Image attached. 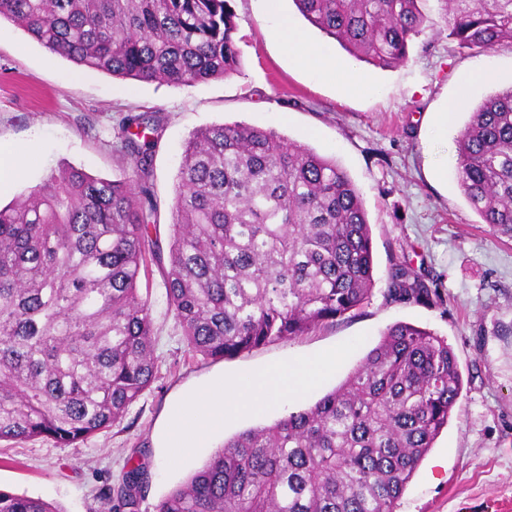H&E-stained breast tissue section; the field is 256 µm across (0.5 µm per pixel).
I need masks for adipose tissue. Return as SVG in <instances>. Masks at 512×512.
Instances as JSON below:
<instances>
[{
  "instance_id": "obj_1",
  "label": "adipose tissue",
  "mask_w": 512,
  "mask_h": 512,
  "mask_svg": "<svg viewBox=\"0 0 512 512\" xmlns=\"http://www.w3.org/2000/svg\"><path fill=\"white\" fill-rule=\"evenodd\" d=\"M267 3L269 10L277 14L269 36L298 67L337 82L348 90H366V83L345 63L337 60L325 46L308 40L290 24L287 16L277 13V0H267ZM335 367L336 356L328 353L306 363L290 378L286 377L284 368L274 367L233 386L220 379L209 382L173 408L163 433L164 445L179 458L207 447L212 436L223 432L226 417L260 411L268 407L270 401L300 394Z\"/></svg>"
}]
</instances>
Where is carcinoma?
I'll return each mask as SVG.
<instances>
[{"label": "carcinoma", "instance_id": "obj_1", "mask_svg": "<svg viewBox=\"0 0 512 512\" xmlns=\"http://www.w3.org/2000/svg\"><path fill=\"white\" fill-rule=\"evenodd\" d=\"M422 0H294L359 61H406L431 23ZM462 48L512 43V0H441ZM52 53L114 77L187 85L240 71L233 0H0V19ZM157 125L128 115L133 176L51 173L0 207V441L68 447L121 423L155 381L141 273L167 262L169 311L188 349L235 357L304 336L369 301L374 263L362 198L336 163L273 129H196L177 173L168 254L150 237ZM458 183L490 231L512 238V87L457 139ZM388 297L442 298L392 261ZM447 340L398 322L312 406L224 442L155 512H393L461 394ZM144 470L111 489L138 512ZM0 512H57L0 490Z\"/></svg>", "mask_w": 512, "mask_h": 512}]
</instances>
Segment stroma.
<instances>
[{"label":"stroma","mask_w":512,"mask_h":512,"mask_svg":"<svg viewBox=\"0 0 512 512\" xmlns=\"http://www.w3.org/2000/svg\"><path fill=\"white\" fill-rule=\"evenodd\" d=\"M435 23L414 39L407 61L380 69L356 60L312 27L293 0L279 9L312 42L326 43L367 79L348 95L333 82L297 69L268 36L266 0H235L241 72L173 86L115 78L41 47L21 27L0 21V160L24 156L26 170L0 191L5 205L53 171L72 167L108 179L132 173L117 134L131 112H150L159 132L148 182L161 246H168L182 146L203 126L244 122L271 128L333 158L359 190L372 235L375 285L368 303L305 336L213 361L190 352L170 313L164 277L150 265L147 289L159 373L117 426L59 447L47 440L0 444V489L54 502L62 512H108L102 493L131 465L148 473L139 512L186 482L209 458L203 448L181 461L165 456L159 427L171 405L221 377L235 383L274 365L296 370L326 351L339 359L330 376L304 395L259 415L227 419L225 437L264 426L314 404L360 364L382 333L411 323L447 339L462 391L394 512H512V240L493 235L456 177V138L486 97L512 87V44L467 49L448 37L439 0H425ZM490 81L465 87L468 74ZM466 100L441 136L424 122L459 91ZM446 159L442 183L427 179L430 161ZM406 261L442 304L388 299L391 258Z\"/></svg>","instance_id":"35a3bbf8"}]
</instances>
